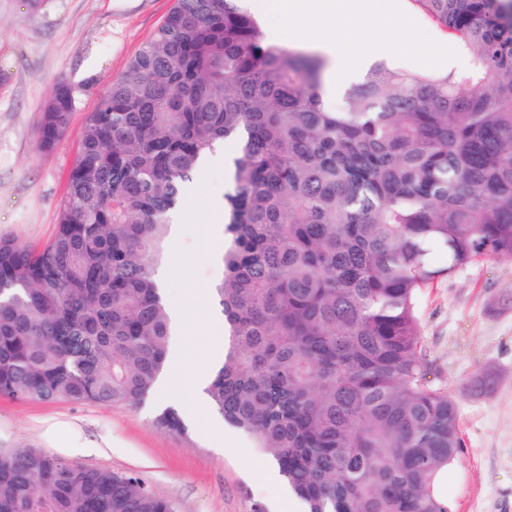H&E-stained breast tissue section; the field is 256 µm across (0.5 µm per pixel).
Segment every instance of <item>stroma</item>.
Segmentation results:
<instances>
[{
    "label": "stroma",
    "instance_id": "obj_1",
    "mask_svg": "<svg viewBox=\"0 0 512 512\" xmlns=\"http://www.w3.org/2000/svg\"><path fill=\"white\" fill-rule=\"evenodd\" d=\"M174 0H0V237L31 247L55 233L84 121L112 78L153 37ZM65 81L75 110L67 135L47 153L37 149L42 110L52 86ZM183 232L170 242L163 268L169 301L191 314L190 351L212 338L201 297L220 271L202 251L224 246L223 168L188 186ZM433 387L454 399L465 447L445 488L451 512H512V260L469 265L423 290L417 303ZM488 392H473L480 371ZM191 375L181 372L173 406L195 415L185 434L158 428L145 404H71L0 397V448H35L68 462L138 474L177 512H251L270 503L267 461L250 437L214 424L210 406L194 402ZM76 433L83 448L59 447L50 428Z\"/></svg>",
    "mask_w": 512,
    "mask_h": 512
}]
</instances>
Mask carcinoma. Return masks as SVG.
Here are the masks:
<instances>
[{"label": "carcinoma", "instance_id": "1", "mask_svg": "<svg viewBox=\"0 0 512 512\" xmlns=\"http://www.w3.org/2000/svg\"><path fill=\"white\" fill-rule=\"evenodd\" d=\"M465 71L374 66L339 110L322 65L266 41L238 0H176L89 113L53 238L0 237V396L135 404L165 367L156 280L201 160L237 144L224 193L223 361L206 389L274 458L304 512H450L464 451L430 385L422 289L512 258V0H418ZM59 82L38 150L66 134ZM157 427L182 433L172 408ZM0 512H175L133 473L0 451Z\"/></svg>", "mask_w": 512, "mask_h": 512}]
</instances>
